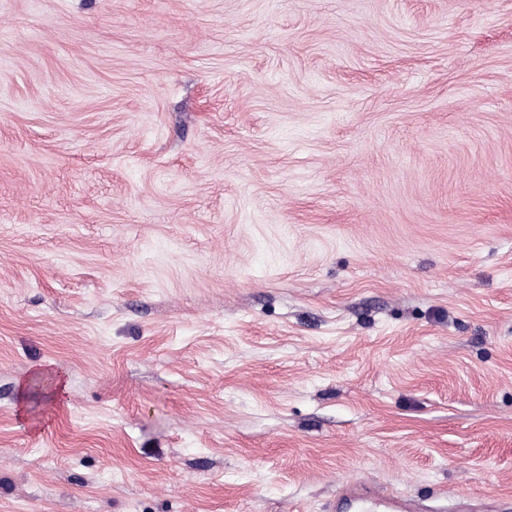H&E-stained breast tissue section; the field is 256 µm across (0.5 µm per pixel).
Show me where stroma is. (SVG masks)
<instances>
[{
	"mask_svg": "<svg viewBox=\"0 0 512 512\" xmlns=\"http://www.w3.org/2000/svg\"><path fill=\"white\" fill-rule=\"evenodd\" d=\"M361 484L512 512V0H0V512Z\"/></svg>",
	"mask_w": 512,
	"mask_h": 512,
	"instance_id": "35a3bbf8",
	"label": "stroma"
}]
</instances>
